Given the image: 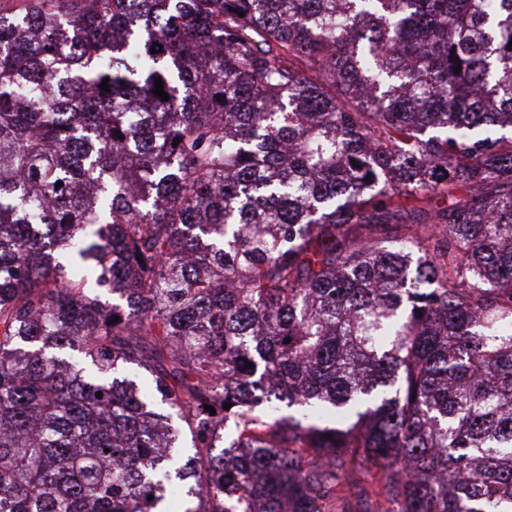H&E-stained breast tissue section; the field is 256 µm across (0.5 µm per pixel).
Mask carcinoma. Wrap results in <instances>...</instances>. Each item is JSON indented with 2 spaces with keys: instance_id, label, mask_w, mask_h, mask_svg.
<instances>
[{
  "instance_id": "cac0c4a2",
  "label": "carcinoma",
  "mask_w": 512,
  "mask_h": 512,
  "mask_svg": "<svg viewBox=\"0 0 512 512\" xmlns=\"http://www.w3.org/2000/svg\"><path fill=\"white\" fill-rule=\"evenodd\" d=\"M511 41L512 0L0 10V512H325L360 461L366 512H512Z\"/></svg>"
}]
</instances>
